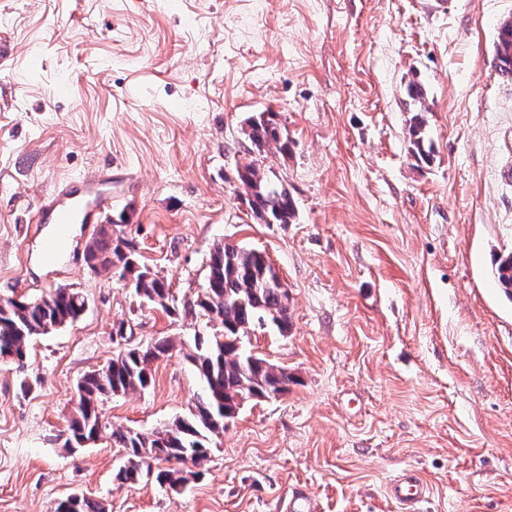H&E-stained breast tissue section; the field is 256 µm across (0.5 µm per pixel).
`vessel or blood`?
<instances>
[{"label":"vessel or blood","mask_w":512,"mask_h":512,"mask_svg":"<svg viewBox=\"0 0 512 512\" xmlns=\"http://www.w3.org/2000/svg\"><path fill=\"white\" fill-rule=\"evenodd\" d=\"M112 170L103 168L94 174L61 180L43 194L37 207V221L64 229L70 224H95L112 209ZM428 484L419 476L408 474L388 488L389 497L400 512H415L426 499Z\"/></svg>","instance_id":"b4317fda"}]
</instances>
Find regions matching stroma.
Here are the masks:
<instances>
[{
	"label": "stroma",
	"mask_w": 512,
	"mask_h": 512,
	"mask_svg": "<svg viewBox=\"0 0 512 512\" xmlns=\"http://www.w3.org/2000/svg\"><path fill=\"white\" fill-rule=\"evenodd\" d=\"M512 0H0V300L82 291L87 310L0 362V512H52L73 493L108 512H397L391 481L417 472L419 512H512V84L491 65ZM426 94L410 152V83ZM273 111L287 155L260 161L296 220L267 224L241 197L248 119ZM111 166L112 209L142 263L179 298L229 242L264 251L289 290L286 333L256 352L286 394L229 419L176 490L122 485L108 436L63 446L78 381L118 352L209 326L141 306L90 270L95 224L54 264L34 221L54 183ZM200 384L181 354L142 393L103 403L110 426L184 415ZM408 95L414 102V105L419 104V110L410 119L408 130L411 151L417 161L430 163L432 158L429 151L425 149V122L420 113L424 111V91L419 84H411L408 87Z\"/></svg>",
	"instance_id": "obj_1"
}]
</instances>
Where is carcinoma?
<instances>
[{
  "mask_svg": "<svg viewBox=\"0 0 512 512\" xmlns=\"http://www.w3.org/2000/svg\"><path fill=\"white\" fill-rule=\"evenodd\" d=\"M493 65L499 74L512 81V20L498 27ZM409 142L414 158L425 163L431 156L425 149L424 119L416 113L410 119ZM250 151L259 154L275 145L288 155V136L284 134L275 112H261L249 118L243 129ZM251 211L266 224H291L296 206L288 191L276 186L255 163L237 168ZM131 242L103 229L95 239L87 265L96 272L119 275L133 274L134 291L140 304L159 308L169 315L203 320L216 324L208 336H194L193 346L177 347L174 339L159 337L144 346L119 352L105 365L94 369L77 384V404L67 426L64 447L77 448L82 439H91L103 431V402L114 396H125L146 389L152 381L151 365L179 350L194 367L201 382L189 412L151 432L114 428L109 434L112 447L119 448L126 463L115 473V479L134 484L154 478L156 482L176 489L187 481L183 471L157 469L153 465L176 462L201 464L208 458L212 443L224 434V417L234 412L238 396L251 401L262 392L267 397L288 392L289 376L273 371L274 364L256 353L245 360L238 350L240 340L268 323L283 331L288 329L289 301L274 284L273 266L266 263L264 252L244 246L219 244L210 257L209 271L201 293L192 300L176 299L170 283L158 273L142 266ZM497 280L506 290L512 289V253L497 268ZM84 295L70 287H59L32 301L8 299L0 306V358L9 357L21 363L34 339L46 336L79 318ZM55 512H106L100 501L84 495L66 505L60 503Z\"/></svg>",
  "mask_w": 512,
  "mask_h": 512,
  "instance_id": "cac0c4a2",
  "label": "carcinoma"
}]
</instances>
